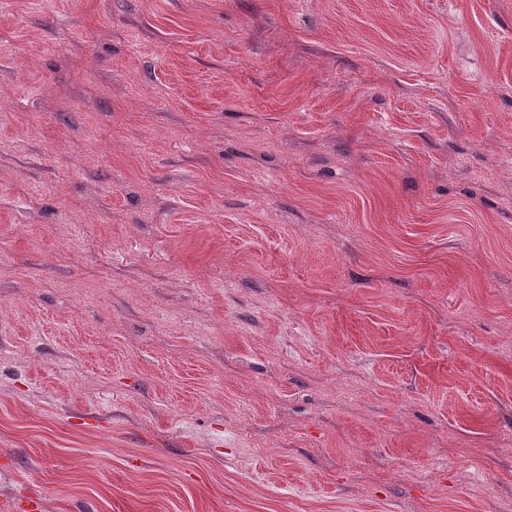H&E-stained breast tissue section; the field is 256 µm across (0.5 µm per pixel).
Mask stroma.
I'll list each match as a JSON object with an SVG mask.
<instances>
[{"instance_id":"35a3bbf8","label":"stroma","mask_w":512,"mask_h":512,"mask_svg":"<svg viewBox=\"0 0 512 512\" xmlns=\"http://www.w3.org/2000/svg\"><path fill=\"white\" fill-rule=\"evenodd\" d=\"M0 512H512V0H0Z\"/></svg>"}]
</instances>
